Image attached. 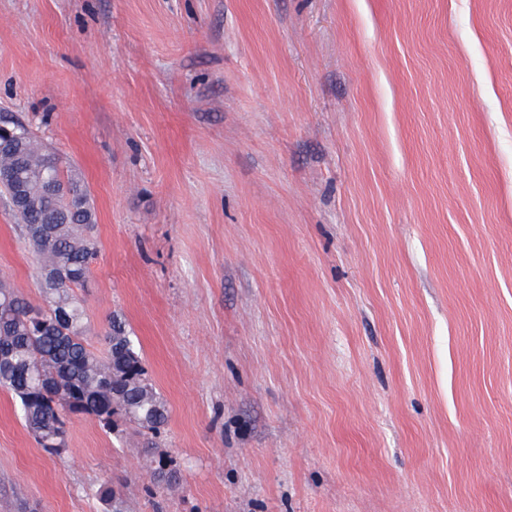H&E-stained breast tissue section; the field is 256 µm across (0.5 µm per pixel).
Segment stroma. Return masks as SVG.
I'll list each match as a JSON object with an SVG mask.
<instances>
[{
	"label": "stroma",
	"mask_w": 512,
	"mask_h": 512,
	"mask_svg": "<svg viewBox=\"0 0 512 512\" xmlns=\"http://www.w3.org/2000/svg\"><path fill=\"white\" fill-rule=\"evenodd\" d=\"M6 115L168 419L51 455L0 389V512H512V0H0ZM0 278L41 303L1 197Z\"/></svg>",
	"instance_id": "stroma-1"
}]
</instances>
